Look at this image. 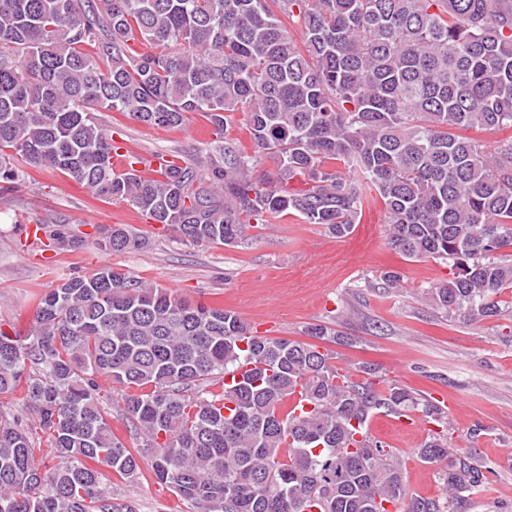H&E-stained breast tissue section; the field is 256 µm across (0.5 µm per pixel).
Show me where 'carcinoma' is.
Returning <instances> with one entry per match:
<instances>
[{
	"instance_id": "carcinoma-1",
	"label": "carcinoma",
	"mask_w": 512,
	"mask_h": 512,
	"mask_svg": "<svg viewBox=\"0 0 512 512\" xmlns=\"http://www.w3.org/2000/svg\"><path fill=\"white\" fill-rule=\"evenodd\" d=\"M98 112L152 128L198 113L215 139L193 163L138 170L132 155L117 172ZM237 112L252 155L228 137ZM507 128L512 0H0L1 192L57 170L184 243L238 247L248 221L288 214L343 237L369 188L395 250L449 267L423 299L469 323L512 292V140L491 150L468 132ZM263 156L272 177L255 174ZM41 230L48 250L84 244ZM95 233L112 253L146 243ZM305 334L259 335L120 268L62 280L35 297L29 333L0 324V512H135L99 467L130 483L147 456L187 512H453L483 483L434 431L414 453L442 466L445 496L411 494L397 455L356 435L378 412L442 424L445 411L370 365L349 380L321 349L336 331ZM101 378L141 447L112 429ZM298 388L311 409L297 414ZM17 393L47 447L8 409Z\"/></svg>"
}]
</instances>
